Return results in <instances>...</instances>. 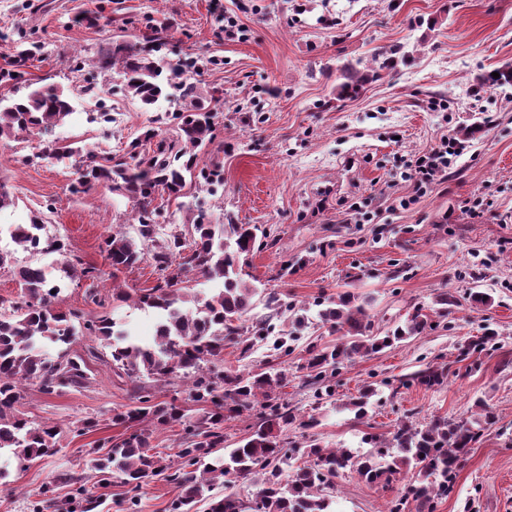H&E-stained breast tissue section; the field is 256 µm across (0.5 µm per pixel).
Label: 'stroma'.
I'll use <instances>...</instances> for the list:
<instances>
[{
  "label": "stroma",
  "instance_id": "1",
  "mask_svg": "<svg viewBox=\"0 0 512 512\" xmlns=\"http://www.w3.org/2000/svg\"><path fill=\"white\" fill-rule=\"evenodd\" d=\"M231 17L242 36L226 33ZM157 28L167 31L160 57L195 60L199 87L218 100L216 134L227 146L224 197L202 192L198 204L215 222L229 214L236 223L258 225L250 280L286 294L293 306L250 351L226 344L225 369L285 368L286 396L299 414L320 419L321 444L361 453L367 450L363 433L386 434L407 417L420 425L435 416L462 419L483 400L495 423L436 512H512V87L477 81L512 64V0H0V70L8 69L14 44L38 48L19 79L0 81V97L36 82L69 90L73 113L56 137L123 156L156 113L123 96L119 70L99 60L113 41L132 34L144 41ZM397 50L406 61L354 97H337L343 64L371 67ZM88 87L106 89L103 101L85 95ZM440 100L447 111L431 110ZM102 108L111 112V123L89 122ZM476 121L480 133L464 140L447 175L402 208L400 199L412 193L401 177L410 161ZM35 144L24 134L0 141V178L15 199L0 211V225L41 216L48 236L63 239L69 253L103 275L96 283H69L60 308L93 316L87 288L153 287L152 259L116 274L101 251L113 230L136 236L131 203L103 187L71 193L74 160L33 159ZM355 202L365 203L372 221L360 223ZM476 285L493 295L491 308L463 301L443 311L440 294ZM347 290L368 301L375 330L403 323L418 307L428 325L401 344L341 366L330 380L332 397L320 399L304 386L303 365L308 343L330 342L328 329L308 325L282 358L273 345L291 330L294 309ZM486 326L497 331L502 348L467 368L459 350ZM88 346L81 340L71 347L86 357V387L44 395L26 385L22 411L58 426L60 451L32 462L0 457L9 472L0 480V512H36L42 487L61 474L70 481L58 485L57 496L86 488L98 501L94 512H125L130 499L136 512H168L177 496L162 477L133 492L98 482L87 469V449L121 434L112 411L130 404L134 388L88 356ZM435 363L450 366L443 385L393 389V380ZM370 381L377 393L358 422L341 405ZM89 417L97 430L77 434L79 421ZM401 488L398 481L386 488L369 484L348 471L336 480L332 508L387 512Z\"/></svg>",
  "mask_w": 512,
  "mask_h": 512
}]
</instances>
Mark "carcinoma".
I'll return each mask as SVG.
<instances>
[{
    "mask_svg": "<svg viewBox=\"0 0 512 512\" xmlns=\"http://www.w3.org/2000/svg\"><path fill=\"white\" fill-rule=\"evenodd\" d=\"M105 66L123 69L125 86L131 97L151 107L162 100L174 110L160 112L156 126L131 141L128 159L114 161L72 142L46 141L44 137L65 124L72 114L68 95L57 86H37L18 98L0 99V140L21 133L42 138L33 157L77 154L81 158L79 176L70 185L74 194L105 187L128 198L132 220L138 224L140 240L125 233H111L103 240L102 252L112 268V278L136 267L144 258L139 244H151L153 260L159 272L155 286L130 295L112 289V300H133L141 309L158 315L154 342L143 346L129 339L126 331L107 315L86 319L76 312L58 309L62 288L52 283L40 265L12 267L14 251L0 248V270L13 268L22 301L8 306L0 301V451L5 450L20 461L49 457L56 453V427L29 419L19 410L23 388L35 384L46 395L65 388H79L89 380L85 360L70 352L76 337L89 336L110 349L106 364L133 382L144 378L156 382H184L201 405L202 414L191 415L167 401H154L145 387L138 386L131 404L113 411L112 424L125 428L89 449L87 466L105 478H117L134 489L156 476H164L181 488L182 494L171 504V512H193L202 500L209 512H332L335 480L353 471L370 483H391L408 471L413 479L400 496L391 501L389 512H404L408 501L416 512H435L439 499L453 491L456 470L494 416L486 408L459 421L434 417L417 426L400 420L385 435L370 434L364 441L371 449L363 454L347 448H325L310 436L306 453L300 458L283 453L298 443L285 436L288 428L302 433L316 429L320 421L313 415L303 417L282 398L288 373L273 365L242 373L219 367L224 361V343L244 344L248 352L253 341L264 340L272 330V320L288 309L280 294L265 293L266 308L271 311L264 321L246 325L258 287L246 279L245 267L257 240L258 227L212 223L200 207H187L194 215L190 236L172 232L159 237L158 211L153 205L160 191L178 199L186 189L206 191L224 182V143H215L213 112L192 77L181 62L168 63L141 47L135 39L115 44L112 54L104 57ZM395 66L384 59L376 69H343L338 97L357 94L366 83L380 76V71ZM488 72L480 81L492 87L512 86V66ZM156 141L147 151L145 144ZM213 148L207 161L199 163V152ZM44 221L36 216L29 224L17 226L16 246L27 250L26 239L42 237ZM68 277L96 279L100 270L74 258L65 265ZM205 280L214 284L205 296L191 294L190 282ZM317 318L339 335L336 343L320 347L310 343L303 368L309 384L324 388L322 395L332 397L326 381L340 365L376 354L420 334L428 324L427 315L417 308L401 325L383 333L373 332L368 302L350 292L337 298L315 302ZM47 344L59 345L61 352L50 358L43 353ZM499 350V336L491 330L469 340L460 356ZM447 365H430L407 380L428 387L444 383ZM374 388L364 386L350 398L344 409L354 419L366 414ZM257 410L259 421L254 430L235 448L225 445L224 422ZM178 425L185 431L178 451L166 454L151 445V427ZM203 469L196 465L204 459ZM288 460L287 480L280 477L279 462ZM231 478L251 479L258 489L249 499L233 492L211 496L218 484Z\"/></svg>",
    "mask_w": 512,
    "mask_h": 512,
    "instance_id": "1",
    "label": "carcinoma"
}]
</instances>
